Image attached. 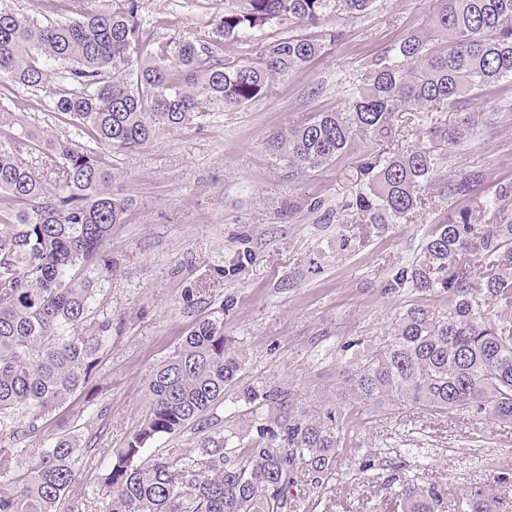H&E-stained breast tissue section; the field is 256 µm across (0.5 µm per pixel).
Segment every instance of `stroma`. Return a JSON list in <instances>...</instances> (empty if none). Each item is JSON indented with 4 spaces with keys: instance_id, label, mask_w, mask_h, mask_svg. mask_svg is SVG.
<instances>
[{
    "instance_id": "35a3bbf8",
    "label": "stroma",
    "mask_w": 512,
    "mask_h": 512,
    "mask_svg": "<svg viewBox=\"0 0 512 512\" xmlns=\"http://www.w3.org/2000/svg\"><path fill=\"white\" fill-rule=\"evenodd\" d=\"M434 7V0H378L357 19L332 11L316 24L275 20L248 42L216 43L230 61L256 57L285 33L325 49L245 106L162 130L139 149H105L113 193L133 201L106 247L111 269L89 273L97 308L112 318V341L83 393L23 441L21 459L59 433L74 435L88 448L77 487L99 489L110 451L126 447L148 410L151 369L195 322L216 318L246 358L215 410L219 427L248 430L252 414L242 394L256 385L288 390L294 414L338 407L346 414L335 472L318 482L302 475L287 512H390L394 479L412 476L448 489L446 512L484 486L497 512H512V425L356 404L344 381L345 369L381 345L396 316L419 298L411 290L385 293L392 270L417 256L452 211L476 208L512 185V120L502 111L512 103V79L463 104L477 127L440 161L444 177L471 166L483 171L472 198L452 200L428 185L422 207L397 224H366L344 204L365 186L363 154L426 143L421 112L400 108L392 138L356 134L346 153L314 170L289 167L277 146L290 128L342 109L369 63L422 28ZM139 13L155 46L211 33L224 0H139Z\"/></svg>"
}]
</instances>
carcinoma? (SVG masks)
<instances>
[{
  "label": "carcinoma",
  "instance_id": "cac0c4a2",
  "mask_svg": "<svg viewBox=\"0 0 512 512\" xmlns=\"http://www.w3.org/2000/svg\"><path fill=\"white\" fill-rule=\"evenodd\" d=\"M375 0H337L353 19ZM77 0L78 18L43 21L0 7V87L40 91L50 111L78 130L80 146L33 130L21 112H0V512H92L76 490L78 439L55 437L19 469L17 443L93 379L112 318L96 306L85 271L112 266L104 246L131 201L112 193V165L97 148L133 150L159 130L191 125L211 112L260 98L270 79L319 56L301 36L267 45L256 60L219 58L210 41L174 39L153 50L138 0L106 13ZM331 0H243L224 8L217 37L244 42L274 19L315 24ZM512 79V0H435L427 27L376 60L340 111L319 112L281 138L290 166L320 168L346 153L356 132L390 137L402 105L457 108L473 94ZM473 120L430 124L429 145L383 157L364 155L366 190L345 204L371 224H397L436 181V152L461 144ZM484 174L460 170L445 194L468 199ZM512 186L480 206L501 216ZM443 290L444 306L411 304L383 345L354 362L347 383L355 403L418 405L434 414L466 412L512 424V220L480 224L459 210L428 234L421 254L392 272L384 293ZM244 365L218 319L197 321L149 374V409L127 446L110 456L98 512H284L300 465L319 480L336 467L338 410L290 415L289 393L249 386L257 437L201 427ZM194 448L146 458V445L187 425ZM444 493L400 483L401 512H441ZM477 489L460 512H493Z\"/></svg>",
  "mask_w": 512,
  "mask_h": 512
}]
</instances>
